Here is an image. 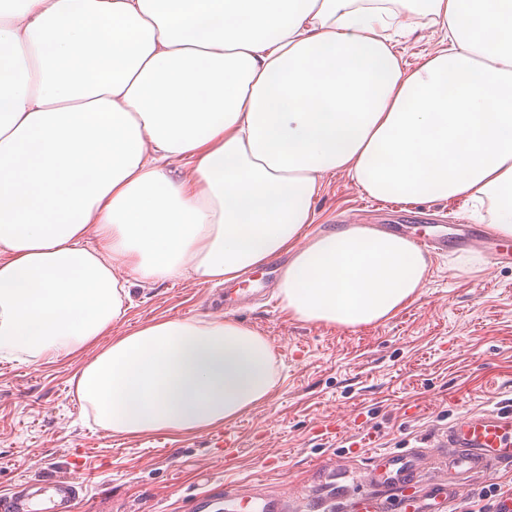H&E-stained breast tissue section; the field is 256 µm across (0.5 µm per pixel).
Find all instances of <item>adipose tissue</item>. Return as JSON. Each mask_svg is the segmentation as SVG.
Wrapping results in <instances>:
<instances>
[{
  "instance_id": "ef3b65f1",
  "label": "adipose tissue",
  "mask_w": 512,
  "mask_h": 512,
  "mask_svg": "<svg viewBox=\"0 0 512 512\" xmlns=\"http://www.w3.org/2000/svg\"><path fill=\"white\" fill-rule=\"evenodd\" d=\"M448 44L408 69L392 30ZM0 357L74 372L103 430L195 433L279 376L256 329L158 319L114 338L133 282L224 284L291 254L289 318L359 327L424 286L412 243L308 236L325 175L379 201L464 200L512 237V0H0Z\"/></svg>"
}]
</instances>
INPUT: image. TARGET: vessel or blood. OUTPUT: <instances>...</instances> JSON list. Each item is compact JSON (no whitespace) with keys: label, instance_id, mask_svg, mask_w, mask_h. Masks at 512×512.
<instances>
[{"label":"vessel or blood","instance_id":"vessel-or-blood-1","mask_svg":"<svg viewBox=\"0 0 512 512\" xmlns=\"http://www.w3.org/2000/svg\"><path fill=\"white\" fill-rule=\"evenodd\" d=\"M412 242L431 253L446 252L449 245H481L496 265L512 264V249L502 248L486 236L481 225H471L456 239L447 235L412 233ZM512 467V405L474 411L448 426L440 452L426 448L377 450L368 470L340 495L314 500L309 490L288 495L254 486L224 489L195 497L191 512H447L475 479ZM87 496L85 483L58 476L19 484L0 494V512H79Z\"/></svg>","mask_w":512,"mask_h":512}]
</instances>
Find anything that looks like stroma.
<instances>
[{
	"instance_id": "35a3bbf8",
	"label": "stroma",
	"mask_w": 512,
	"mask_h": 512,
	"mask_svg": "<svg viewBox=\"0 0 512 512\" xmlns=\"http://www.w3.org/2000/svg\"><path fill=\"white\" fill-rule=\"evenodd\" d=\"M309 234L341 227L467 223L463 201L384 203L344 174L326 175ZM481 248L429 255L419 297L391 319L355 328L297 321L277 293L234 312L224 289L186 276L133 288L126 315L102 337L153 320L229 314L265 336L279 380L237 421L198 433L121 437L99 429L71 379L93 350L58 362L0 359V490L66 474L86 481L90 512H186L198 493L227 484L300 486L359 471L371 449L433 447L465 413L512 403V266ZM238 446L226 453L225 432ZM370 435L371 448L358 447Z\"/></svg>"
}]
</instances>
